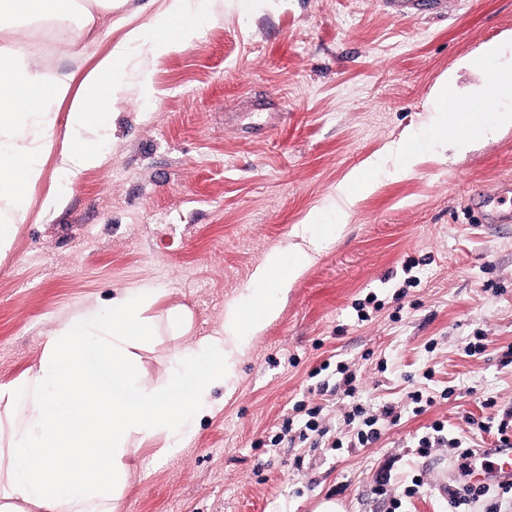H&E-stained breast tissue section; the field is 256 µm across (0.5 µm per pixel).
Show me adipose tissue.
Wrapping results in <instances>:
<instances>
[{"label":"adipose tissue","instance_id":"ef3b65f1","mask_svg":"<svg viewBox=\"0 0 512 512\" xmlns=\"http://www.w3.org/2000/svg\"><path fill=\"white\" fill-rule=\"evenodd\" d=\"M77 12L91 25L84 0H0V15L54 20ZM162 16L177 38L152 24L131 28L80 78L25 54L16 41L0 43V253L28 217L27 191L42 178L46 150L57 149L61 169L73 176L103 165L106 116L98 108L125 75L130 50L158 60L189 45L213 20L199 0H164ZM509 50L506 41L481 47L480 55L500 63L476 83L460 85L452 72L438 84L433 98L444 112L428 128L433 139L461 154L512 125L511 113L482 112L491 100L512 101ZM450 100L475 107L469 124L446 111ZM64 102L69 119L59 140L51 114ZM377 170L373 161L349 170L335 188L337 223L315 234L297 226L287 246L255 266L248 302L225 305L221 333L173 350L161 371L144 368V353L160 337L188 335L193 318L183 306L151 314L155 289L115 290L110 317L92 307L64 321L46 341L38 368L0 384V512H121L130 457L147 443L154 463L178 457L197 420L215 411L213 392L231 390L232 360L278 315V297L343 234L351 206L373 190Z\"/></svg>","mask_w":512,"mask_h":512}]
</instances>
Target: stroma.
<instances>
[{
	"label": "stroma",
	"instance_id": "obj_1",
	"mask_svg": "<svg viewBox=\"0 0 512 512\" xmlns=\"http://www.w3.org/2000/svg\"><path fill=\"white\" fill-rule=\"evenodd\" d=\"M201 2L212 23L149 64L151 96L138 84L143 57L132 53L109 103L103 167L71 179L45 154L29 220L0 255V383L38 365L71 315L144 284L158 290L159 308L183 305L195 319L190 336L163 337L145 356L156 371L175 346L221 330L225 300L247 299L255 265L310 212L335 223L337 182L374 160V191L252 339L233 395L171 463L154 464L145 450L132 458L122 512H311L329 496L346 512H388L371 494L387 469L398 489L425 476L399 512H442L441 490L462 472L447 450L418 456L424 428L443 420L467 429L489 397L512 410V364L501 362L512 345V224H474L463 210L469 194L512 181V128L456 158L429 141L426 125L439 79L512 32V0H447V11L414 18L391 15L383 0ZM158 7L112 0L111 18L75 42L58 23L44 59L85 73ZM407 138L411 156L387 154ZM404 164L411 174L391 177ZM57 187L65 205L44 209ZM371 298L378 311L358 321ZM478 336L483 355L467 356ZM334 355L355 365L365 397L401 401L419 390L436 402L403 414L370 448L350 447L336 404L327 437L270 449ZM450 386L457 398L441 399ZM336 439L342 449L330 448Z\"/></svg>",
	"mask_w": 512,
	"mask_h": 512
}]
</instances>
